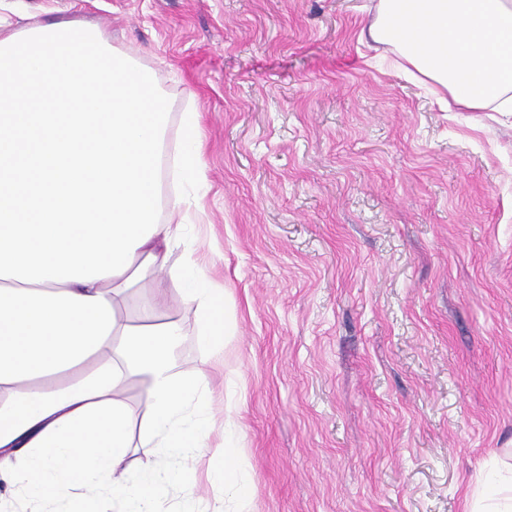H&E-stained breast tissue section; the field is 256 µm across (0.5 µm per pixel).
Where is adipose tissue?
Listing matches in <instances>:
<instances>
[{
  "mask_svg": "<svg viewBox=\"0 0 512 512\" xmlns=\"http://www.w3.org/2000/svg\"><path fill=\"white\" fill-rule=\"evenodd\" d=\"M0 16V481L34 501L71 489L111 492L124 512H156L180 490L178 512H205L192 462L211 419L206 378L174 372L180 325L161 322L160 277L194 195L157 218L166 109L153 74L106 50L95 28L57 23L13 33ZM362 39L388 47L409 76L469 112H512V0H378ZM183 181H197L201 115L180 131ZM155 273L139 325L120 307ZM198 311L210 353L234 333L224 289L194 267L176 271ZM144 375L151 410L141 440L155 462H123L132 409L120 398ZM238 426L224 423V503L243 512L252 495L240 468ZM468 512H512V448L478 487Z\"/></svg>",
  "mask_w": 512,
  "mask_h": 512,
  "instance_id": "1",
  "label": "adipose tissue"
}]
</instances>
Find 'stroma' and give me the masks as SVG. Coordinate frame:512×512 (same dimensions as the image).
<instances>
[{
  "instance_id": "stroma-1",
  "label": "stroma",
  "mask_w": 512,
  "mask_h": 512,
  "mask_svg": "<svg viewBox=\"0 0 512 512\" xmlns=\"http://www.w3.org/2000/svg\"><path fill=\"white\" fill-rule=\"evenodd\" d=\"M377 0H0L153 72L170 153L202 115L198 258L232 299L214 360L194 305L174 371L206 376L209 447L240 430L249 512H467L512 448V114L445 112L359 36Z\"/></svg>"
}]
</instances>
